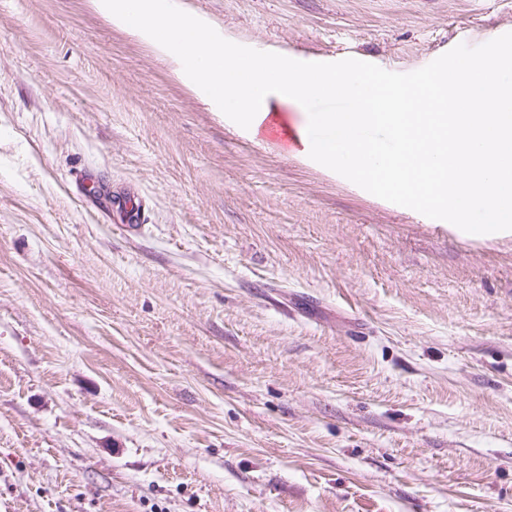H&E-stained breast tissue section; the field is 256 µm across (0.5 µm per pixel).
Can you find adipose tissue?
<instances>
[{
	"label": "adipose tissue",
	"mask_w": 512,
	"mask_h": 512,
	"mask_svg": "<svg viewBox=\"0 0 512 512\" xmlns=\"http://www.w3.org/2000/svg\"><path fill=\"white\" fill-rule=\"evenodd\" d=\"M95 5L112 23L132 29L176 61L186 82L216 107L237 113L254 129L268 121L275 97L306 101L339 89L335 74L297 67L282 56L236 52L196 17L173 11L169 0H95Z\"/></svg>",
	"instance_id": "ef3b65f1"
}]
</instances>
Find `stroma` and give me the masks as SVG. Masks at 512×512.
I'll list each match as a JSON object with an SVG mask.
<instances>
[{"label":"stroma","instance_id":"35a3bbf8","mask_svg":"<svg viewBox=\"0 0 512 512\" xmlns=\"http://www.w3.org/2000/svg\"><path fill=\"white\" fill-rule=\"evenodd\" d=\"M171 5L399 73L512 32V0ZM273 110L213 111L92 0H0V512H512V231L370 194Z\"/></svg>","mask_w":512,"mask_h":512}]
</instances>
